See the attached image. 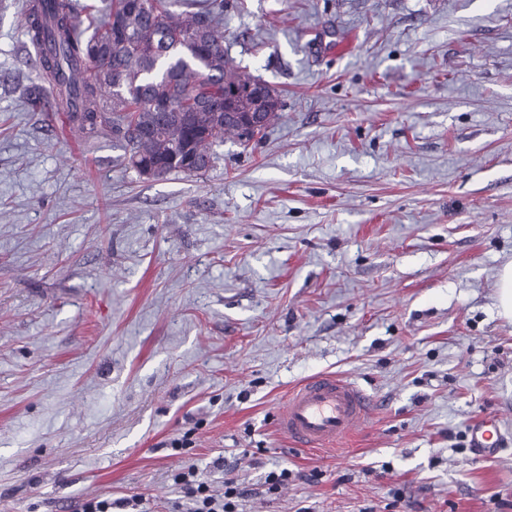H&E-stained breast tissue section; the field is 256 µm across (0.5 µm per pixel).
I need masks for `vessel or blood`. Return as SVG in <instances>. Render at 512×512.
<instances>
[{
  "instance_id": "obj_1",
  "label": "vessel or blood",
  "mask_w": 512,
  "mask_h": 512,
  "mask_svg": "<svg viewBox=\"0 0 512 512\" xmlns=\"http://www.w3.org/2000/svg\"><path fill=\"white\" fill-rule=\"evenodd\" d=\"M373 411L370 396L347 378L316 374L292 388L274 415V426L294 446L324 450L350 438ZM499 431L495 417H483L470 428L475 447L491 452Z\"/></svg>"
}]
</instances>
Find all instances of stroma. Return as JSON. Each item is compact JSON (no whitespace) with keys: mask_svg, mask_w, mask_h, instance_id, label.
Instances as JSON below:
<instances>
[{"mask_svg":"<svg viewBox=\"0 0 512 512\" xmlns=\"http://www.w3.org/2000/svg\"><path fill=\"white\" fill-rule=\"evenodd\" d=\"M224 0L281 95L249 147L153 180L33 110L25 0L0 8V512L244 479L243 512H512V0ZM331 371L375 401L333 450L279 435ZM496 415L503 441L459 449ZM195 429L177 455L170 439ZM225 466L213 468L215 458ZM300 478L267 495L269 471ZM497 301L501 315L512 321V263L506 265L499 275Z\"/></svg>","mask_w":512,"mask_h":512,"instance_id":"obj_1","label":"stroma"}]
</instances>
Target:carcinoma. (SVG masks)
Returning a JSON list of instances; mask_svg holds the SVG:
<instances>
[{
    "instance_id": "1",
    "label": "carcinoma",
    "mask_w": 512,
    "mask_h": 512,
    "mask_svg": "<svg viewBox=\"0 0 512 512\" xmlns=\"http://www.w3.org/2000/svg\"><path fill=\"white\" fill-rule=\"evenodd\" d=\"M104 0L88 26L78 0H30L35 63L81 137L112 136L139 176H199L233 138L247 147L279 117L277 91L249 89L224 50V0ZM262 113L247 127L242 119Z\"/></svg>"
}]
</instances>
